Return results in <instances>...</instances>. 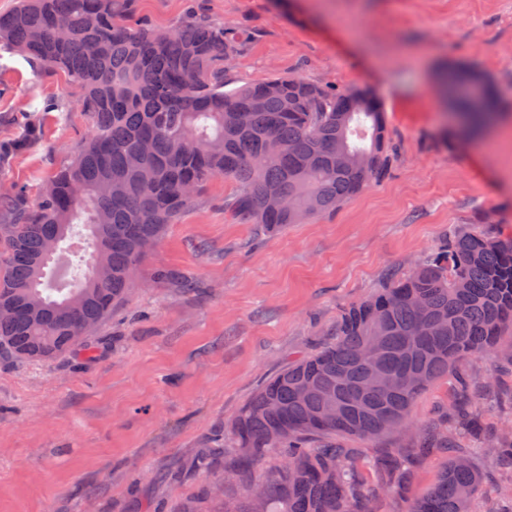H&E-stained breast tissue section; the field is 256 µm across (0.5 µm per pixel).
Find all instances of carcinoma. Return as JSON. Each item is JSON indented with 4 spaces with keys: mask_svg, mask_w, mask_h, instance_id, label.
Wrapping results in <instances>:
<instances>
[{
    "mask_svg": "<svg viewBox=\"0 0 512 512\" xmlns=\"http://www.w3.org/2000/svg\"><path fill=\"white\" fill-rule=\"evenodd\" d=\"M114 0H19L0 14V50L38 70L62 73L81 87L88 139L35 200L15 186L0 193V352L19 361L50 360L87 346L89 336L125 301L141 244L161 241L167 225L212 178L236 181L230 208L243 224L268 231L336 210L363 192L387 161L383 108L371 92L332 90L298 77L224 89V57L233 39L194 16L181 26L133 30L114 19ZM441 90L462 116L497 118L492 83L450 67ZM40 138L38 115L0 141V170ZM80 224L90 267L59 288L49 286L46 250H66ZM512 335V239L484 231L457 233L407 274L350 306L334 342L266 381L231 422L239 462L224 466L245 504L206 495L217 512H374L379 496L404 494L410 469L390 454L369 464L382 481L363 482L352 448L310 436L377 440L410 424V408L439 376L470 354L494 353ZM380 345L379 369L393 386L369 390L367 341ZM315 393L304 398L301 386ZM459 425L487 455L512 465V432H487L477 409L453 405ZM448 431L422 440V455L445 445L453 457L407 512H470L481 475L467 448ZM277 448L284 463L257 465Z\"/></svg>",
    "mask_w": 512,
    "mask_h": 512,
    "instance_id": "1",
    "label": "carcinoma"
}]
</instances>
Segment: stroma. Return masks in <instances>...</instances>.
<instances>
[{
	"label": "stroma",
	"mask_w": 512,
	"mask_h": 512,
	"mask_svg": "<svg viewBox=\"0 0 512 512\" xmlns=\"http://www.w3.org/2000/svg\"><path fill=\"white\" fill-rule=\"evenodd\" d=\"M117 21L169 29L193 13L233 28L224 60L234 88L296 76L359 87L382 102L392 147L384 176L336 212L275 233L229 209L236 182L211 180L138 264L127 301L98 328L93 352L22 363L0 355V512H210L202 490L235 453L230 422L288 362L332 341L347 306L409 270L449 231L487 226L512 237V129L480 145L457 131L437 73L465 64L512 111V0H116ZM80 88L0 53V141L37 111L42 137L0 171V184L37 197L90 130ZM167 278H159V271ZM490 383L487 429L512 428V366L466 357L414 401L411 426L377 442L336 443L370 459L411 455L462 395L458 379ZM214 451L208 469L198 453ZM448 464L439 451L413 466L404 499L426 493ZM475 512H512L499 492L512 470L484 457Z\"/></svg>",
	"instance_id": "stroma-1"
}]
</instances>
